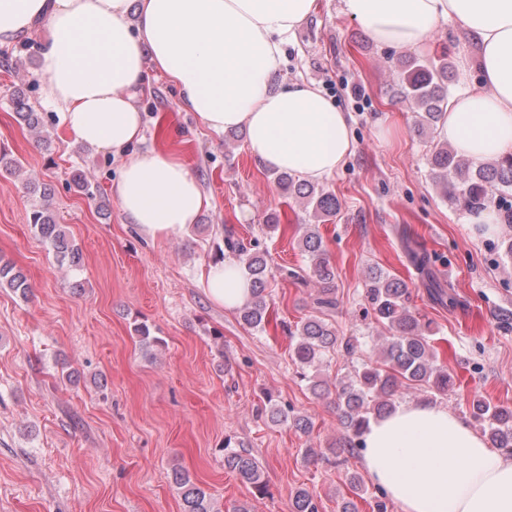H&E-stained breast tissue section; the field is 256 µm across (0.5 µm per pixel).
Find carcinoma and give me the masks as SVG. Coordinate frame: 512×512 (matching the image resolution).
I'll return each mask as SVG.
<instances>
[{"instance_id": "1", "label": "carcinoma", "mask_w": 512, "mask_h": 512, "mask_svg": "<svg viewBox=\"0 0 512 512\" xmlns=\"http://www.w3.org/2000/svg\"><path fill=\"white\" fill-rule=\"evenodd\" d=\"M400 98L410 104L416 114L414 130L435 138V128L448 104V62L441 56L429 62L412 59L401 70ZM17 119L36 134L38 141L48 143L41 135L42 113L34 111L24 97L14 94ZM430 177L440 187L448 202L475 214L495 206V216L501 224L512 227V156L475 164L448 148L446 143H437L431 150ZM69 186L90 201L102 200L100 186L85 177L80 171L70 173ZM280 190L290 197L305 199L313 205L314 217L325 223L336 218L340 205L335 195L317 193L311 184L301 182L283 172L277 175ZM29 224L39 233L52 251L57 263L74 274L80 270V252L68 237L66 228L59 224L49 196L44 194L39 203L33 205ZM224 245L236 253L245 273L251 280L249 297L238 308L241 321L247 326L264 331L273 319L267 292V261L265 257L229 232ZM410 262L423 272L431 271L432 265L442 255L419 251L404 242ZM301 251L310 260L312 276L319 284L314 298L318 314L311 315L295 325L291 337L292 361L299 369V376L308 382L314 394L328 390L327 382L318 378L320 367L330 363V356L342 351L351 356L356 345L351 339L336 335V328L326 319L336 310V272L331 264L320 231L307 230L300 239ZM0 288H8L27 297L31 285L27 276L15 265L0 263ZM429 294L435 302L451 306L455 298L446 292L436 280L427 281ZM366 311L374 315L377 323L387 328L381 356L362 363L352 377L339 383L336 393L338 421L343 428L342 437L326 448H310L307 457L312 461L327 460L333 464L344 463L347 457L357 453L360 438L370 418L381 417L394 408L401 386L415 385L424 388L433 397H444L453 388L452 376L447 365L439 361L435 340L426 333L429 328L413 313L410 305L411 291L405 280L388 273L370 272L365 282ZM262 413L276 424L307 434L311 429L308 417L283 410L267 403ZM470 417L488 437L494 448L512 453V408L494 406L481 399L470 404ZM224 468L251 484L260 493L265 492L260 463L244 449L230 447L224 443ZM171 478L181 490L183 512H221L214 499L204 488L192 481L185 469L174 468ZM292 512H320L316 493L300 488L292 497Z\"/></svg>"}]
</instances>
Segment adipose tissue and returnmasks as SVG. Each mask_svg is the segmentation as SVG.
Here are the masks:
<instances>
[{
  "mask_svg": "<svg viewBox=\"0 0 512 512\" xmlns=\"http://www.w3.org/2000/svg\"><path fill=\"white\" fill-rule=\"evenodd\" d=\"M317 0H0V45L40 29L45 102L63 129L120 163L112 192L151 241L196 223L208 201L188 165L140 149L135 93L165 76L185 109L213 132L245 128L263 167L317 182L353 151L349 121L315 85L281 78L284 49ZM377 43L420 48L451 20L476 49L479 87L450 97L438 136L467 159L512 154V0H343ZM228 310L250 294L232 256L201 275ZM369 479L400 512H512V455L494 448L447 407L406 402L363 436Z\"/></svg>",
  "mask_w": 512,
  "mask_h": 512,
  "instance_id": "ef3b65f1",
  "label": "adipose tissue"
}]
</instances>
